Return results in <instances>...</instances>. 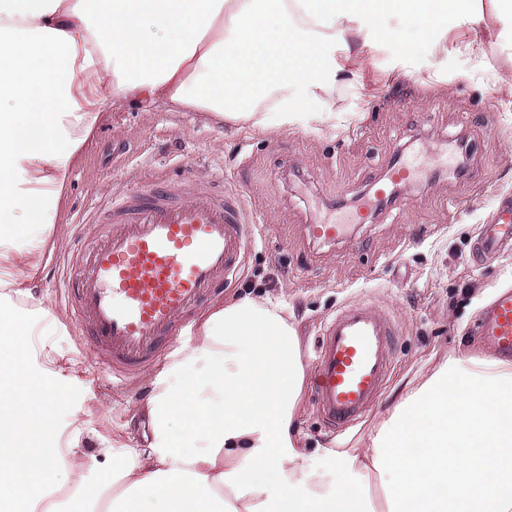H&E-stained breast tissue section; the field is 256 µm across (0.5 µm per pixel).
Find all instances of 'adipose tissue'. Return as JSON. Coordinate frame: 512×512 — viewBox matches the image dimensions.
<instances>
[{"label":"adipose tissue","instance_id":"1","mask_svg":"<svg viewBox=\"0 0 512 512\" xmlns=\"http://www.w3.org/2000/svg\"><path fill=\"white\" fill-rule=\"evenodd\" d=\"M473 0H0V311L34 293L68 173L112 106L159 102L269 132L268 112L321 87L327 49L375 18L406 15L428 32ZM28 225L30 248L13 247ZM0 351V504L7 512H512V365L451 357L395 404L364 448L303 447L297 334L277 306L246 296L201 323L153 381L150 438L112 452L110 495L56 497L57 459L30 446L53 373L28 365L25 323ZM280 483L270 495L259 470ZM385 476L376 502L372 474Z\"/></svg>","mask_w":512,"mask_h":512}]
</instances>
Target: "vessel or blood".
<instances>
[{"label":"vessel or blood","instance_id":"obj_1","mask_svg":"<svg viewBox=\"0 0 512 512\" xmlns=\"http://www.w3.org/2000/svg\"><path fill=\"white\" fill-rule=\"evenodd\" d=\"M432 166L425 155H395L374 183L372 200L339 220H313L309 238L318 244L345 239L351 226L371 219L373 202ZM253 232L245 196L225 191L220 181L149 183L99 206L74 241L65 304L113 385H129L155 368L195 329L202 302L235 273ZM509 242L512 206H502L482 225L476 254L496 253ZM476 331L500 359L512 361V290L496 296ZM395 336L389 310L367 302L339 308L324 324L316 341L314 405L326 430L345 433L379 398L392 370Z\"/></svg>","mask_w":512,"mask_h":512}]
</instances>
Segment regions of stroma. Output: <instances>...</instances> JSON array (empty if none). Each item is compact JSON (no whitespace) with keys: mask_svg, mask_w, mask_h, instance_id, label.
I'll use <instances>...</instances> for the list:
<instances>
[{"mask_svg":"<svg viewBox=\"0 0 512 512\" xmlns=\"http://www.w3.org/2000/svg\"><path fill=\"white\" fill-rule=\"evenodd\" d=\"M378 26L384 37L361 56H351L340 41L330 46L334 92L309 97L299 121L284 128L277 113H268L276 132L245 128L228 137L198 113L128 100L109 111L83 147L56 224L61 245L40 274L39 291L57 322L45 331L30 318L27 337L32 364L76 365L59 382L62 400L49 404L51 434L66 438L76 420L88 442L81 469L58 468L60 485H110L105 448L146 445L141 407L152 392V373L123 389L97 380L92 346L68 324L60 299L79 225L104 198L154 177L220 175L252 200L260 222L222 297L249 294L293 314L303 363L311 362L322 325L342 304L366 300L398 321L394 371L379 401L345 435L323 428L310 389H303L299 421L310 453L365 447L387 410L448 357L490 356L473 329L498 290L512 285V247L481 262L471 253L494 206L512 204V12L498 14L491 0H476L473 14L449 15L432 34L406 16L382 17ZM485 26L495 36L482 54L466 51L471 30ZM313 112L332 118L317 123L309 118ZM461 138L472 153L462 171L403 186L347 240L319 246L307 237L305 226L317 212L369 194L396 152L443 149Z\"/></svg>","mask_w":512,"mask_h":512,"instance_id":"35a3bbf8","label":"stroma"}]
</instances>
